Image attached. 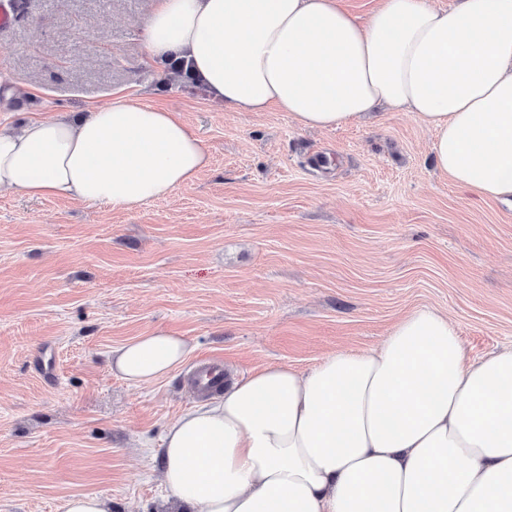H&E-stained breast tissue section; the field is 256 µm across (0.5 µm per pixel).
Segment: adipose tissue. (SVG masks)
<instances>
[{
    "label": "adipose tissue",
    "instance_id": "adipose-tissue-1",
    "mask_svg": "<svg viewBox=\"0 0 512 512\" xmlns=\"http://www.w3.org/2000/svg\"><path fill=\"white\" fill-rule=\"evenodd\" d=\"M144 47L230 112L276 107L308 130L412 113L438 172L512 202V0H377L364 25L337 0H152ZM208 163L174 113L123 99L0 129V189L37 197L130 209ZM193 350L159 329L112 369L148 384ZM161 473L193 512H512V347L469 361L447 314L412 310L376 348L269 365L186 410Z\"/></svg>",
    "mask_w": 512,
    "mask_h": 512
}]
</instances>
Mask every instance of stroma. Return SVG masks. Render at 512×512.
Instances as JSON below:
<instances>
[{"mask_svg": "<svg viewBox=\"0 0 512 512\" xmlns=\"http://www.w3.org/2000/svg\"><path fill=\"white\" fill-rule=\"evenodd\" d=\"M151 0H29L0 30V128L110 104L176 113L211 164L131 209L0 191V512H187L161 479L167 425L239 380L377 347L404 314L447 312L469 359L512 346V203L440 174L433 134L379 110L324 130L228 112L147 62ZM194 352L147 385L113 349L157 329ZM63 512H110L108 503L96 496L73 495L63 501Z\"/></svg>", "mask_w": 512, "mask_h": 512, "instance_id": "35a3bbf8", "label": "stroma"}]
</instances>
